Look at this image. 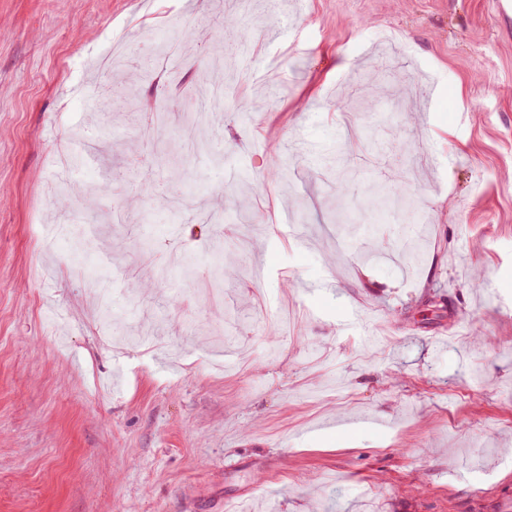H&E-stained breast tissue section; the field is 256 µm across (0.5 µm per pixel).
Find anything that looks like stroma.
Here are the masks:
<instances>
[{"label": "stroma", "mask_w": 512, "mask_h": 512, "mask_svg": "<svg viewBox=\"0 0 512 512\" xmlns=\"http://www.w3.org/2000/svg\"><path fill=\"white\" fill-rule=\"evenodd\" d=\"M253 40L252 120L105 117L106 48L146 98ZM194 43L154 75L151 43ZM398 34L393 79L376 44ZM352 169L338 183L327 163ZM110 177L87 277L51 237L57 172ZM255 183L237 198V179ZM407 193L424 261L392 248ZM358 223L335 222L337 207ZM296 224L299 236L285 228ZM242 238L213 285L219 237ZM198 258L184 276L176 242ZM128 338L99 317L96 287ZM366 415L373 428L327 429ZM498 512L512 498V17L497 0H0V512Z\"/></svg>", "instance_id": "1"}]
</instances>
